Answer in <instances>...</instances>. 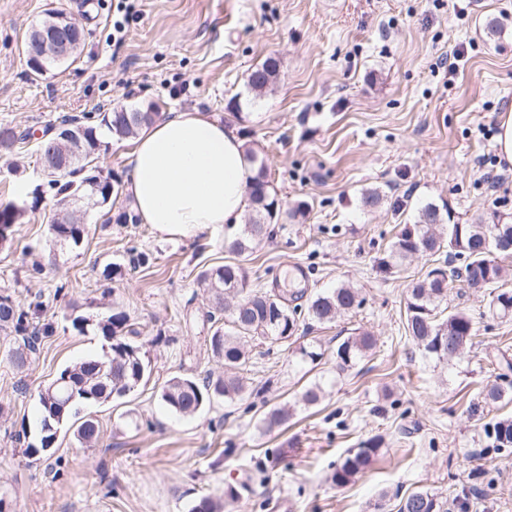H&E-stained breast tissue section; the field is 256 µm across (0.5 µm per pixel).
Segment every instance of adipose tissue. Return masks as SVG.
<instances>
[{
    "label": "adipose tissue",
    "mask_w": 512,
    "mask_h": 512,
    "mask_svg": "<svg viewBox=\"0 0 512 512\" xmlns=\"http://www.w3.org/2000/svg\"><path fill=\"white\" fill-rule=\"evenodd\" d=\"M126 191L142 223L165 231L240 223L257 170L244 140L203 112L143 127L127 153Z\"/></svg>",
    "instance_id": "ef3b65f1"
}]
</instances>
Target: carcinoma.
I'll return each instance as SVG.
<instances>
[{"label":"carcinoma","mask_w":512,"mask_h":512,"mask_svg":"<svg viewBox=\"0 0 512 512\" xmlns=\"http://www.w3.org/2000/svg\"><path fill=\"white\" fill-rule=\"evenodd\" d=\"M279 72L278 62L266 59L253 69L248 86L261 92L271 85ZM162 118L159 107L151 105L142 111L131 108L127 112H106L100 119L111 136L130 138L144 125ZM53 133L36 144L38 160L70 156V161L53 169L42 166L48 178L47 186L57 205L64 207L77 201L105 209H112L122 194V185L104 172L98 164L102 141L97 134L95 117L90 114L65 116L52 126ZM32 135L15 128L0 125V153L8 156L19 152L30 142ZM253 208L250 210L243 233L230 245L238 260L203 270L197 277V287L208 294L212 310L207 312L209 336L207 346L211 357L224 364V376L203 378L173 376L162 387L160 398L173 413L194 414L221 399L233 401L246 391L244 372L251 355L248 343L259 340L271 344L286 343L297 331L301 315L319 323H330L336 317L359 307L357 289L341 285L332 290L307 298L306 306L297 304L305 292L291 297L271 289L250 287L245 267L254 242L263 235L265 226L277 220L280 205L270 185L264 165H259L255 181L249 186ZM24 210L14 203L0 205V243L13 235L14 226ZM494 224L480 219L476 224H446L440 207L434 203L421 206L412 224H404L392 241L388 253L378 259L385 269L402 270L403 262L417 254L442 255L444 260L427 271L425 277L412 285L405 301V332L425 355L441 362L456 357L454 351L476 344L474 321L467 312L448 311L444 306L448 288L456 281L471 288L475 281H484L482 293L487 297L488 311L493 317L512 315V289L501 286L504 268L501 260L512 258V243L489 252L485 243L492 237ZM85 224L50 225L54 243L82 244L88 236ZM44 302L36 296L27 306L14 301L11 295H0V330L15 336V345L8 350L10 363L22 370L37 353L41 337L53 333L51 322L41 321ZM102 335L111 340L108 350L100 356L89 357L65 367L59 375L39 393L41 410L39 439L27 444L25 454L39 457L51 451L60 426L67 422L75 425L74 437L84 447H94L100 440L98 423L80 419V406L84 403L109 404L122 398L152 375L150 357L143 345L130 340L136 334L129 316L119 307L96 323ZM376 341L363 333L349 336L336 348V368L344 371L373 354ZM512 374V361L504 359L497 365L495 380L483 391V401L497 403L506 392L503 378ZM289 413L282 407L270 409L262 420L265 430H272L288 420ZM484 432L498 450L512 448V416H502L484 425ZM379 444L367 441L355 448L336 465L332 481L338 486L350 483L371 465L378 455ZM238 495L235 487H228L224 500L202 496L189 512H224V507ZM398 512H443L437 496L428 490L407 495Z\"/></svg>","instance_id":"1"}]
</instances>
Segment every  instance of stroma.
I'll return each instance as SVG.
<instances>
[{"label": "stroma", "instance_id": "35a3bbf8", "mask_svg": "<svg viewBox=\"0 0 512 512\" xmlns=\"http://www.w3.org/2000/svg\"><path fill=\"white\" fill-rule=\"evenodd\" d=\"M113 3L0 0V124L38 138L63 116L119 104L209 114L265 163L283 211L246 263L252 287L310 296L348 283L363 303L330 324L300 322L295 340L321 347L319 363L286 344L253 342L241 399L173 414L160 400L167 379L224 372L206 351L211 303L196 277L232 260L227 244L241 225L168 234L101 224L91 208L83 243L55 246L58 210L33 194L35 157L0 158V201L25 209L12 241L0 244V294L41 296L55 326L22 373L7 359L13 336L0 331V495L15 512H189L202 495L238 486L227 512H398L401 497L428 488L450 512H512V451L492 450L483 430L512 414V401L482 400L498 359L512 360V317L490 316L477 293L451 288L449 308L470 313L481 343L438 362L404 330L407 290L432 256L413 257L398 274L377 264L425 203L447 205L456 224L512 218V163L497 144L500 118L512 111V0H469L461 17L433 0H140L117 48ZM51 7L77 18L85 41L75 60L36 77L24 42ZM453 56L455 71L440 66ZM269 57L279 76L254 93L248 76ZM488 171L499 176L496 190ZM373 189L382 200L370 208L362 195ZM298 205L303 216L288 218ZM137 253L149 262L130 268ZM41 258L44 273L31 276ZM112 264L122 276L103 281ZM116 306L153 367L127 398L131 419L93 406L96 447H80L64 427L51 458L27 457L40 390L108 345L73 317L100 320ZM361 333L376 338L375 354L338 372L337 344ZM315 382L324 398L303 405ZM283 405L293 416L264 431V414ZM372 439L380 451L371 466L336 486L337 462Z\"/></svg>", "mask_w": 512, "mask_h": 512}]
</instances>
